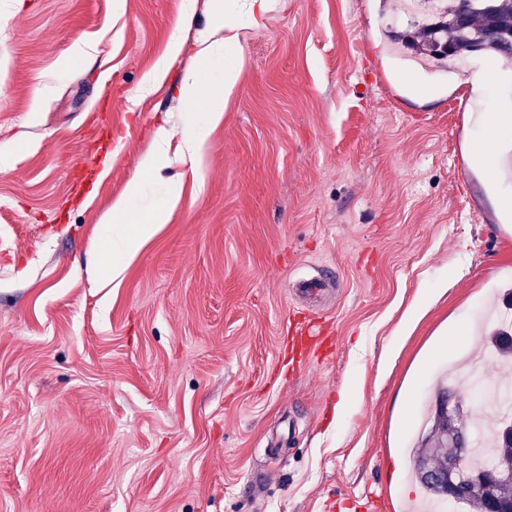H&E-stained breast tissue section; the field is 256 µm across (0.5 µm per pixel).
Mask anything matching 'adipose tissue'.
<instances>
[{
	"label": "adipose tissue",
	"instance_id": "adipose-tissue-1",
	"mask_svg": "<svg viewBox=\"0 0 512 512\" xmlns=\"http://www.w3.org/2000/svg\"><path fill=\"white\" fill-rule=\"evenodd\" d=\"M208 15V29L200 37V64L185 70L179 87V98L189 110L205 109L207 120L213 123L222 117L224 98L237 81L238 65L236 61H229L221 76L211 81L202 78L200 67L210 61L214 47L237 43L238 32L226 0H210ZM142 188V180L133 181L126 196L117 199L111 212L101 221L104 246L99 254L98 265L115 282L122 279L128 261L169 219L182 191L180 184H168L166 203L153 205L145 217L135 220L130 215L129 202L139 197Z\"/></svg>",
	"mask_w": 512,
	"mask_h": 512
}]
</instances>
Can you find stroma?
Wrapping results in <instances>:
<instances>
[{
	"instance_id": "35a3bbf8",
	"label": "stroma",
	"mask_w": 512,
	"mask_h": 512,
	"mask_svg": "<svg viewBox=\"0 0 512 512\" xmlns=\"http://www.w3.org/2000/svg\"><path fill=\"white\" fill-rule=\"evenodd\" d=\"M207 6L0 0V512H401L442 388L477 408L448 365L483 360L479 314L512 290L489 200L512 178L472 156L477 111L512 113V62L408 78L386 39L404 0H271L235 16L238 84L194 165L177 88ZM161 125L170 166L131 209L169 178L181 198L101 287V217ZM303 319L326 343L299 363Z\"/></svg>"
}]
</instances>
